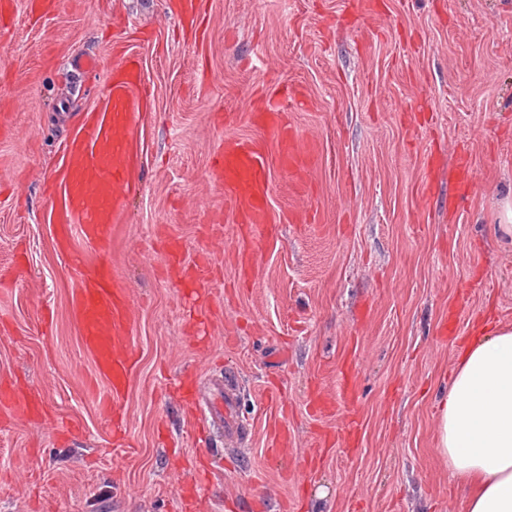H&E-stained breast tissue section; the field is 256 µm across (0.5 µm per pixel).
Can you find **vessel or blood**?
I'll use <instances>...</instances> for the list:
<instances>
[{"label":"vessel or blood","mask_w":512,"mask_h":512,"mask_svg":"<svg viewBox=\"0 0 512 512\" xmlns=\"http://www.w3.org/2000/svg\"><path fill=\"white\" fill-rule=\"evenodd\" d=\"M141 61L122 53L112 67L95 110L87 112L73 130L66 150V164L60 182L46 187L49 200L57 205L59 247L70 265L80 272L72 293L81 342L94 365V374L104 388L99 404L106 414L114 442L127 433V418L118 408L124 402L136 364L133 345V303L123 279L109 262L89 267L73 246L74 238L101 251H109L112 234L124 223L126 204L143 189L133 173L138 154V129L143 117L142 103L147 94L141 78ZM299 89L280 92L267 90L250 121L266 130V137L229 138L218 148L211 167L224 186V200L238 225L235 277L251 283L264 245L273 237L277 217L269 207L273 168L286 169L292 186L311 169L316 156L314 142L305 140L288 119L286 98L301 97ZM164 256V277L181 278L199 291L213 277L206 252L187 259L173 234L160 237ZM338 402H351L356 392L352 362H343L337 373ZM32 407L16 389L0 387V417L31 412ZM201 421L220 419L224 438L239 441L246 430L237 398L224 395L210 412L200 413ZM289 432L279 419L268 425L266 452L277 459L287 454Z\"/></svg>","instance_id":"1"}]
</instances>
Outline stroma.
I'll list each match as a JSON object with an SVG mask.
<instances>
[{"instance_id": "1", "label": "stroma", "mask_w": 512, "mask_h": 512, "mask_svg": "<svg viewBox=\"0 0 512 512\" xmlns=\"http://www.w3.org/2000/svg\"><path fill=\"white\" fill-rule=\"evenodd\" d=\"M170 0H58L40 21L16 0L0 29V276L16 260L26 281L0 294V381L21 382L50 418L0 421V512H181L184 462L200 446L174 389L186 371L203 399L225 370L239 377L248 422L242 447L220 432L208 445L231 457L201 492L204 512L236 500L250 512H463L437 442L436 403L458 352L441 335L449 311L462 333L512 327V245L498 228L512 196V0H376L382 14L357 19L353 0H208L206 40L180 32ZM132 52L151 108L142 130V194L112 239L114 271L132 290L137 365L121 409L117 448L93 390L71 307L78 279L54 239L56 215L42 193L59 173L72 126L95 103L96 78L74 70ZM302 89L290 119L320 162L314 196L272 173L274 213L314 209L315 224H284L255 279L238 287L236 228L213 180L224 139L252 138L248 114L270 84ZM233 113L231 123L214 121ZM445 169L430 198L418 186L433 145ZM465 155L475 179L459 193ZM181 238L188 258L209 243L218 268L206 299L214 317L208 351L185 333L180 295L159 273L157 230ZM212 240H205V232ZM53 321L43 335V315ZM357 365L356 417L317 415L312 390H336L345 356ZM279 411L293 435L287 460L265 454ZM356 426L354 446L321 448Z\"/></svg>"}]
</instances>
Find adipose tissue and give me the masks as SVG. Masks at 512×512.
<instances>
[{"label": "adipose tissue", "instance_id": "adipose-tissue-1", "mask_svg": "<svg viewBox=\"0 0 512 512\" xmlns=\"http://www.w3.org/2000/svg\"><path fill=\"white\" fill-rule=\"evenodd\" d=\"M438 447L464 512H512V329L476 336L437 402Z\"/></svg>", "mask_w": 512, "mask_h": 512}]
</instances>
